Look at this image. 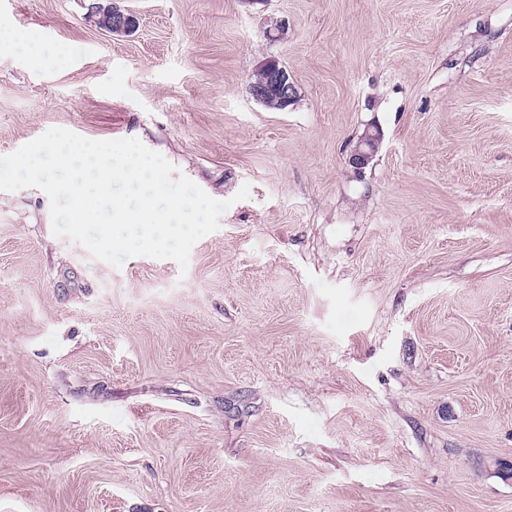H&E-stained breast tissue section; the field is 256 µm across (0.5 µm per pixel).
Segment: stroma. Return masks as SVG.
Segmentation results:
<instances>
[{
  "instance_id": "obj_1",
  "label": "stroma",
  "mask_w": 512,
  "mask_h": 512,
  "mask_svg": "<svg viewBox=\"0 0 512 512\" xmlns=\"http://www.w3.org/2000/svg\"><path fill=\"white\" fill-rule=\"evenodd\" d=\"M0 23L70 50L33 71L0 46V156L62 127L250 188L184 271L92 259L42 190L0 192V512H512V0H0ZM269 57L284 111L249 92ZM112 15L109 12H104L99 16L98 24L101 28L105 29L112 34H130L137 27L136 18L122 12L117 8L112 7ZM257 70L262 73V79L255 83L249 81L250 94L256 101L261 103L269 95H274L278 98L282 109H286L295 101L297 87L294 79L278 59L266 58L257 67ZM274 96H269L263 105L273 110L282 111ZM381 139L382 133L377 126L368 127L358 137L348 158V163L354 171H361L372 161L377 154Z\"/></svg>"
}]
</instances>
